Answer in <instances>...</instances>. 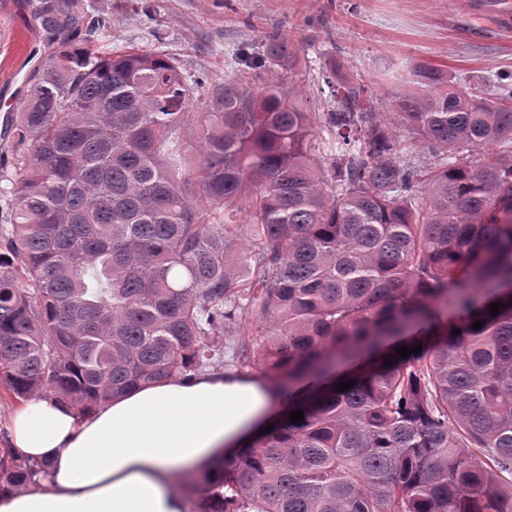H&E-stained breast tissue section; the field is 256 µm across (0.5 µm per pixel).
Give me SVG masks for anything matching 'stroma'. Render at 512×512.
I'll use <instances>...</instances> for the list:
<instances>
[{
	"label": "stroma",
	"mask_w": 512,
	"mask_h": 512,
	"mask_svg": "<svg viewBox=\"0 0 512 512\" xmlns=\"http://www.w3.org/2000/svg\"><path fill=\"white\" fill-rule=\"evenodd\" d=\"M35 0H0V114L19 111L25 88L53 52L31 28ZM87 17H104L97 52L151 49L178 59L195 93L207 97L227 79L254 81L273 60L249 70L239 52L262 55L269 35L285 34L307 61L286 74L309 111L333 108V83H364L376 101L419 92L418 67L433 66L473 92L493 93L494 76L512 70V27L502 28L488 0H82Z\"/></svg>",
	"instance_id": "35a3bbf8"
}]
</instances>
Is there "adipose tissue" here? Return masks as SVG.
I'll list each match as a JSON object with an SVG mask.
<instances>
[{
  "instance_id": "adipose-tissue-1",
  "label": "adipose tissue",
  "mask_w": 512,
  "mask_h": 512,
  "mask_svg": "<svg viewBox=\"0 0 512 512\" xmlns=\"http://www.w3.org/2000/svg\"><path fill=\"white\" fill-rule=\"evenodd\" d=\"M281 404L258 376L205 370L138 386L88 413L52 398L11 416L36 486L0 493V512H187L174 481L250 445Z\"/></svg>"
}]
</instances>
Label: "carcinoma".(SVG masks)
<instances>
[{
    "mask_svg": "<svg viewBox=\"0 0 512 512\" xmlns=\"http://www.w3.org/2000/svg\"><path fill=\"white\" fill-rule=\"evenodd\" d=\"M81 9L39 6L59 42L12 120L0 379L83 413L266 368L288 408L188 512H512V73L492 100L428 67L389 102L422 170L361 83L321 129L278 74L197 102L166 54L96 53ZM266 54L300 64L277 34ZM28 476L0 450V478Z\"/></svg>",
    "mask_w": 512,
    "mask_h": 512,
    "instance_id": "1",
    "label": "carcinoma"
}]
</instances>
